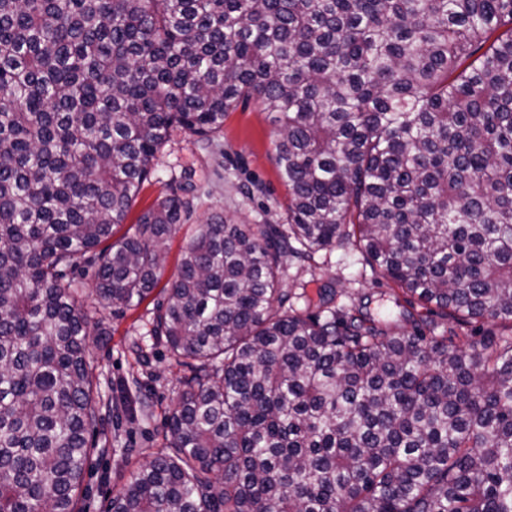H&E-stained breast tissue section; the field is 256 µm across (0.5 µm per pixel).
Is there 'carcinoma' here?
I'll return each mask as SVG.
<instances>
[{"label": "carcinoma", "mask_w": 512, "mask_h": 512, "mask_svg": "<svg viewBox=\"0 0 512 512\" xmlns=\"http://www.w3.org/2000/svg\"><path fill=\"white\" fill-rule=\"evenodd\" d=\"M251 98L287 223L196 225L153 308L167 445L108 512H512V0H0V512H79L89 436L144 413L103 409L90 326L189 203L99 245ZM349 242L410 328L282 287Z\"/></svg>", "instance_id": "obj_1"}]
</instances>
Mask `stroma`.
Instances as JSON below:
<instances>
[{
    "label": "stroma",
    "mask_w": 512,
    "mask_h": 512,
    "mask_svg": "<svg viewBox=\"0 0 512 512\" xmlns=\"http://www.w3.org/2000/svg\"><path fill=\"white\" fill-rule=\"evenodd\" d=\"M275 131L263 105L254 99L227 113L223 132L210 140L174 131L158 153L126 224L115 229V237L124 236L139 214L166 193L188 199L191 206L182 227L165 243V264L159 274L164 284L177 273L194 225L216 216L234 223H284L288 188L275 162ZM329 281L341 303L347 295L373 297L386 287L347 246L319 252L306 261L288 259L284 287H303L312 294ZM153 304L149 298L117 316L103 311L100 319L106 333L90 339L89 353L101 373L103 395H110L120 381L139 380L145 417L95 436L96 450L86 476L88 492L79 503L82 512H106L112 497L129 487L139 464L166 444L165 419L186 370L170 358L164 345L153 342L149 333Z\"/></svg>",
    "instance_id": "35a3bbf8"
}]
</instances>
